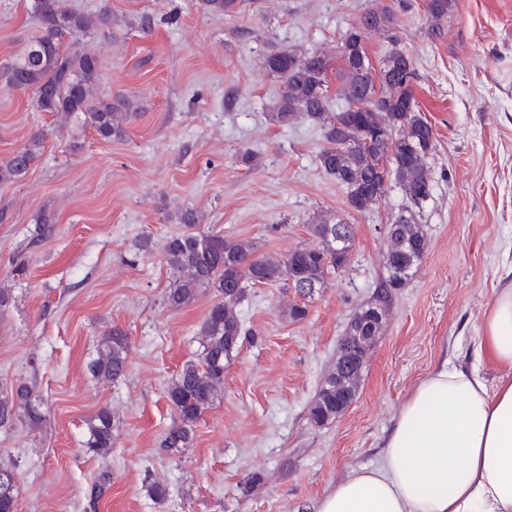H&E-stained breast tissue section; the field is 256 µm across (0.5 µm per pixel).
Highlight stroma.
<instances>
[{
	"label": "stroma",
	"instance_id": "1",
	"mask_svg": "<svg viewBox=\"0 0 512 512\" xmlns=\"http://www.w3.org/2000/svg\"><path fill=\"white\" fill-rule=\"evenodd\" d=\"M386 0H246L234 17L207 15L191 0H70L79 12L108 11L95 40L104 57L100 91L143 104L122 138L91 127L60 128L32 94L0 88V162L46 136L26 173L0 187V388L25 383L43 422L0 429V464L15 471L17 512H87L100 471L112 488L97 512H315L352 469L376 464L402 403L449 360L473 361L482 319L512 284V0H452L443 34H427L424 0L397 10L396 46L410 53L413 94L433 126L427 166L432 195L417 220L426 250L369 351L349 408L317 426L309 410L336 365L355 314L385 279L383 227L406 201L394 183L364 212L326 176L319 125L298 116L285 127L267 112L279 81L268 52L337 51L361 12ZM31 0H0V62L33 34ZM154 25L142 31L138 20ZM256 164L241 162L244 152ZM197 229L281 257L314 245L312 224L352 227L347 264L304 297L254 285L238 312L247 333L224 373L220 398L180 458L159 450L173 411L172 378L196 358L197 331L213 292L168 306L173 273L163 260L179 216ZM54 231L37 241L38 222ZM149 239L151 252L138 243ZM306 304L303 320L289 317ZM130 345L117 382L93 379L87 363L103 332ZM115 418L107 457L82 446L85 421ZM262 483L241 485L253 472ZM167 488L164 499L149 487Z\"/></svg>",
	"mask_w": 512,
	"mask_h": 512
}]
</instances>
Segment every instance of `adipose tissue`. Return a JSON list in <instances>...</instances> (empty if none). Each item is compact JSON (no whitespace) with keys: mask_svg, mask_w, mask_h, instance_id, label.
I'll return each instance as SVG.
<instances>
[{"mask_svg":"<svg viewBox=\"0 0 512 512\" xmlns=\"http://www.w3.org/2000/svg\"><path fill=\"white\" fill-rule=\"evenodd\" d=\"M476 362H443L401 405L380 461L350 471L316 512H512V289L486 311ZM501 371L487 385L479 365Z\"/></svg>","mask_w":512,"mask_h":512,"instance_id":"1","label":"adipose tissue"}]
</instances>
